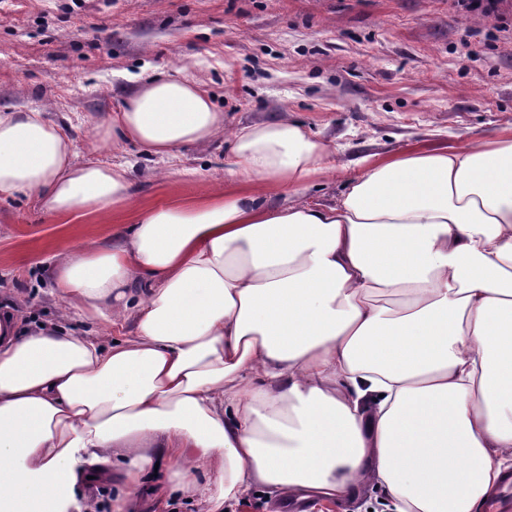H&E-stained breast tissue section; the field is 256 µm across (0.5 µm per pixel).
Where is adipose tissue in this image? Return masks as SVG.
I'll return each mask as SVG.
<instances>
[{
  "label": "adipose tissue",
  "instance_id": "1",
  "mask_svg": "<svg viewBox=\"0 0 512 512\" xmlns=\"http://www.w3.org/2000/svg\"><path fill=\"white\" fill-rule=\"evenodd\" d=\"M224 129L166 75L96 135L171 159ZM231 140L223 192L55 267L64 309L129 336L0 315V512H92L77 486L110 471L125 512L149 478L201 512L367 486L394 512H479L512 466V138L398 154L332 204L305 196L333 149L300 123ZM135 191L124 164L75 163L42 112L0 113V194L105 218ZM77 335H92L102 339L109 340L115 336H123L128 334L127 329L113 327L111 324L103 326L89 325L81 322H73L70 326Z\"/></svg>",
  "mask_w": 512,
  "mask_h": 512
}]
</instances>
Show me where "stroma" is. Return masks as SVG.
<instances>
[{
	"label": "stroma",
	"mask_w": 512,
	"mask_h": 512,
	"mask_svg": "<svg viewBox=\"0 0 512 512\" xmlns=\"http://www.w3.org/2000/svg\"><path fill=\"white\" fill-rule=\"evenodd\" d=\"M160 73L204 82L227 125L289 117L336 145L332 203L362 159L452 150L512 131V0L496 15L456 0H0V111L66 121L77 162H128L135 195L103 220L0 197V309L55 318L50 266L147 208L224 187L231 141L165 165L135 144L93 146L98 123Z\"/></svg>",
	"instance_id": "35a3bbf8"
}]
</instances>
